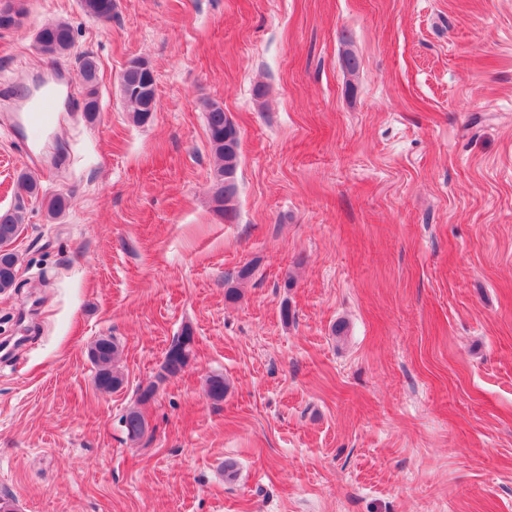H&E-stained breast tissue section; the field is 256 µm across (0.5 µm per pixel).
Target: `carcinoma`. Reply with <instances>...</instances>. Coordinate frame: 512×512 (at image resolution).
I'll use <instances>...</instances> for the list:
<instances>
[{"mask_svg":"<svg viewBox=\"0 0 512 512\" xmlns=\"http://www.w3.org/2000/svg\"><path fill=\"white\" fill-rule=\"evenodd\" d=\"M81 10L88 16L100 21H110L117 8L116 0H79ZM26 8L14 2L4 0L0 3V30H11L17 27L13 17L21 18ZM36 48L40 53L55 58L68 53L74 45L72 26L65 20H59L42 26L34 36ZM79 68L83 77L84 112L91 115L100 111L99 93L97 88L98 64L96 58L86 53L79 58ZM152 69L147 61L136 58L129 62L121 76L123 101L132 122L138 126L148 122L155 111V79L151 76ZM206 125L212 154L217 160L214 172L213 201L215 210L230 220L235 215V202L238 192L237 169L239 164V132L229 118L224 107L216 102L206 105ZM16 195L20 198L37 199L41 194V186L35 176L22 171L15 182ZM69 206V198L57 194L46 201L47 214L55 218ZM25 216L19 207L0 211V247L12 240L20 232ZM18 258L15 253H0V292H5L16 285ZM95 345H103L106 351L99 363L95 375L97 388L104 392H112L122 387L124 378L116 368L119 355L118 345L112 337H102ZM194 356L193 340L189 333L174 338L168 347L162 364V370L168 377H176L188 366ZM226 384L220 374L210 375L206 379L208 396L219 401L224 399ZM127 437L137 441L145 437L148 423L137 409H132L123 417Z\"/></svg>","mask_w":512,"mask_h":512,"instance_id":"obj_1","label":"carcinoma"}]
</instances>
